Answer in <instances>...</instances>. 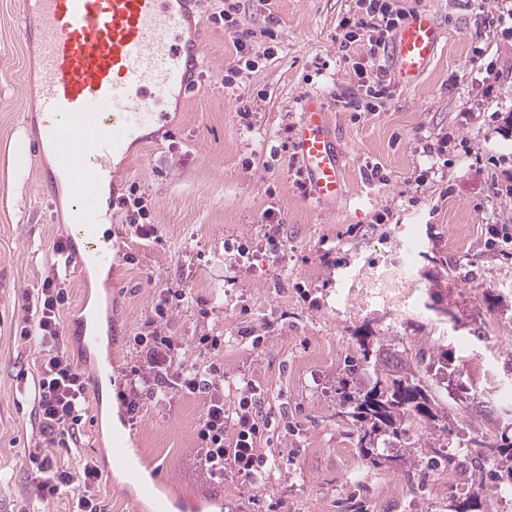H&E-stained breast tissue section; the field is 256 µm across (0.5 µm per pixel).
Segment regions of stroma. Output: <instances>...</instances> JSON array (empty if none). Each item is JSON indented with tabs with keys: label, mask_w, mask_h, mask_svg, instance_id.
Listing matches in <instances>:
<instances>
[{
	"label": "stroma",
	"mask_w": 512,
	"mask_h": 512,
	"mask_svg": "<svg viewBox=\"0 0 512 512\" xmlns=\"http://www.w3.org/2000/svg\"><path fill=\"white\" fill-rule=\"evenodd\" d=\"M403 5L432 11L443 45L418 87L393 88L377 111L356 112L345 106L358 89L336 29L356 0H242L246 27L274 30L278 52L228 88L221 78L236 63L232 39L210 19L214 0H201L200 78L167 105L163 133L132 148L116 182L120 195L137 187L154 233L142 236L109 209L126 255L105 278L74 265L63 278L70 357L82 370L96 362L105 377L88 400L80 444L53 455L71 470L97 462L109 512L149 507L138 480L111 466L113 417L148 464L141 478L155 472L175 493L223 497L224 512H345L349 502L360 512H451L458 489L435 497L427 488L447 481V465H372L355 427L337 415V388L345 356L358 354L356 336L367 329L409 353L451 352L465 383L471 365L485 364L478 391L486 401L512 391V250L490 233H512V197L501 192L512 185V37L484 21L501 11L499 0ZM19 8L20 0H0V512H30L34 499L24 450L38 422L23 389L39 349L16 333L22 296L51 274L53 247L70 228L66 196L47 194L36 169L13 164L34 104ZM309 95L323 100L347 152L348 193L330 207L296 185L294 127ZM242 98L253 103L246 121L236 112ZM373 165L384 181L368 178ZM271 235L280 250L269 249ZM229 243L246 245L247 257L235 260ZM414 245L413 301L389 311L373 276ZM164 283L191 291L164 321L166 335L224 339L218 356L191 350L188 360L220 364L261 389L272 424L259 446L277 463L262 482L205 478L194 436L201 397L148 402L135 420L117 398ZM92 301L105 331L89 348Z\"/></svg>",
	"instance_id": "obj_1"
}]
</instances>
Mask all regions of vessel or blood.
<instances>
[{
	"label": "vessel or blood",
	"instance_id": "b4317fda",
	"mask_svg": "<svg viewBox=\"0 0 512 512\" xmlns=\"http://www.w3.org/2000/svg\"><path fill=\"white\" fill-rule=\"evenodd\" d=\"M194 0H22L19 34L37 54L35 122L40 130L16 156L19 167L52 160L40 180L51 193L66 190L71 222L83 250L65 249L77 266L112 263L122 239L99 241L104 215L97 194L114 181L116 158L145 138L157 106L182 99L196 84L201 43L181 38L194 25ZM443 43L433 14L413 12L396 31L390 59L396 84H419ZM300 177L309 195L332 206L346 193L341 136L318 97H307L295 129ZM154 512H172V492L140 484Z\"/></svg>",
	"mask_w": 512,
	"mask_h": 512
}]
</instances>
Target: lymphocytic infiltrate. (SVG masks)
Wrapping results in <instances>:
<instances>
[{
	"label": "lymphocytic infiltrate",
	"mask_w": 512,
	"mask_h": 512,
	"mask_svg": "<svg viewBox=\"0 0 512 512\" xmlns=\"http://www.w3.org/2000/svg\"><path fill=\"white\" fill-rule=\"evenodd\" d=\"M407 16V11L396 7L393 0H358L357 13L342 17L338 24L341 59L350 65L357 79L366 110H373L375 101L390 94L392 77L381 58ZM217 18L231 34L237 58L236 65L229 67L223 77L224 85L231 86L244 74L258 69L260 61L272 57L276 48L257 45L233 0L219 11ZM361 42L369 46L370 64L355 61L349 53ZM60 280L57 272L45 276L36 292L26 295L20 330L21 338L34 341L41 353L31 391L41 445L28 453L35 473V498L43 504L67 491L72 499L71 512H106L98 493L102 471L95 461H85L79 471L73 472L58 467L49 452L55 445L76 444L88 401L86 378L68 354L61 321L64 293ZM188 299V289L178 284H168L160 290L148 330L138 339L142 352L130 371L129 388L119 397L131 415L143 410L148 396L186 392L203 397L204 412L195 429L197 459L203 473L215 483L223 482L228 473L249 482L261 480L271 471L274 461L257 446L266 413L256 384L245 376L225 382L223 369L213 363L202 368L186 364L184 343L160 330L168 313ZM228 393L235 398L230 406L224 402ZM229 426L234 428V436H225L224 430Z\"/></svg>",
	"instance_id": "obj_1"
}]
</instances>
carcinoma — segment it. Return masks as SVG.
<instances>
[{
	"label": "carcinoma",
	"instance_id": "1",
	"mask_svg": "<svg viewBox=\"0 0 512 512\" xmlns=\"http://www.w3.org/2000/svg\"><path fill=\"white\" fill-rule=\"evenodd\" d=\"M357 344L359 356L344 360L338 416L356 427L362 456L372 457L383 439L391 448L386 460L405 464L415 455V449L408 446L409 439L422 440L436 430H451L454 417L435 391L460 390L452 377L453 359L446 353L428 356L422 349L411 355L400 352L367 333L357 337ZM370 365L381 370L382 377L367 376ZM470 423L469 442L478 459L496 467L494 483L481 482L471 461H458L440 448L431 449V453L467 474L469 488L457 498L454 512H488V502L498 485H512V435L503 431L496 439L489 436L485 417L474 418Z\"/></svg>",
	"mask_w": 512,
	"mask_h": 512
}]
</instances>
